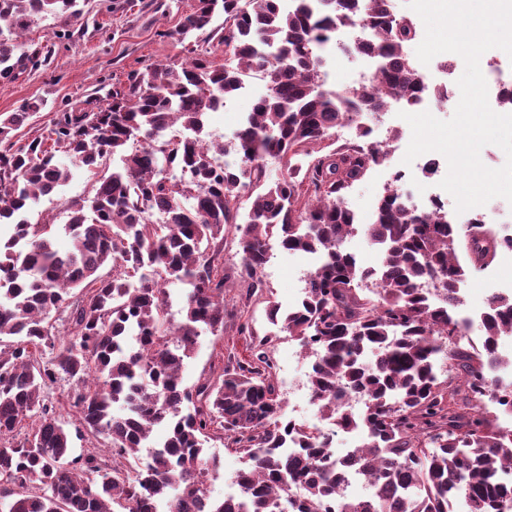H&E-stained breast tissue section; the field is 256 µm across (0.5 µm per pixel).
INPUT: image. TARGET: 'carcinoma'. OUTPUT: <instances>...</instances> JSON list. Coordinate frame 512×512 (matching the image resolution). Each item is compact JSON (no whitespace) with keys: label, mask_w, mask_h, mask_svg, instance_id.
Masks as SVG:
<instances>
[{"label":"carcinoma","mask_w":512,"mask_h":512,"mask_svg":"<svg viewBox=\"0 0 512 512\" xmlns=\"http://www.w3.org/2000/svg\"><path fill=\"white\" fill-rule=\"evenodd\" d=\"M79 2L0 0V79L34 62L20 42L32 22L78 19ZM220 17L221 67L205 50L135 71L20 145L44 100L0 114V512H154L164 497L167 512H450L457 500L466 512H508L512 431L490 407L512 401V382L489 369L501 362L500 337L512 336V295H493L476 321L459 294L467 273L493 263L498 232L417 213L386 191L364 227L380 266L363 269L343 248L357 230L344 195L387 157L357 118L417 102L405 53L414 23L388 0H296L288 11L281 0H195L177 41ZM341 28L361 33L352 51L372 57L376 73L324 90L322 53ZM248 76L267 91L234 136L231 171L219 163L224 144L202 133ZM351 123L357 141L319 148ZM177 124L181 137L167 138ZM269 157L283 165L274 180ZM75 170L91 191L68 208L73 247L61 253L52 225L28 214ZM229 227L241 232L247 299L262 288L271 239L321 258L301 305L270 300L267 318L312 353L321 419L361 435L354 454L336 457L330 434L284 420L268 337L251 343L250 359L183 385L200 336L224 330L216 244ZM426 279L438 296L420 288ZM170 282L188 286L179 323L167 313ZM471 329L477 347L463 342ZM64 379L59 406L49 395ZM159 425L166 434L145 459ZM216 433L245 458L234 475L241 495L222 502L206 489L217 462L203 442ZM290 434L301 443L293 454ZM75 436L105 447L74 456Z\"/></svg>","instance_id":"carcinoma-1"}]
</instances>
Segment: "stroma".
Wrapping results in <instances>:
<instances>
[{
	"instance_id": "obj_1",
	"label": "stroma",
	"mask_w": 512,
	"mask_h": 512,
	"mask_svg": "<svg viewBox=\"0 0 512 512\" xmlns=\"http://www.w3.org/2000/svg\"><path fill=\"white\" fill-rule=\"evenodd\" d=\"M193 4L194 0H86L80 19L64 21L48 16L37 21L23 32L21 41L29 49L43 51L44 57L38 68L11 81L0 80V113L16 111L32 98L44 99V108L23 130L25 136L33 137L46 131L55 112L80 105L89 97L124 84L130 73L187 59V48L174 39L173 33L191 12ZM264 91L262 80L249 79L231 105L208 113L209 135L231 142L234 132ZM403 109V104L394 103L384 113L362 117L374 130L373 140L385 145L388 157L345 194L347 205L358 219H372L390 173L402 165L411 139L409 124L399 116ZM90 186L87 174L78 171L61 192L34 204L31 221L56 224L52 241L58 249L70 246V238L63 229L68 204L87 197ZM302 260V254L284 251L278 242H271L270 260L262 275L263 294L253 296L244 304L238 288L227 289L224 332L218 336H201L195 354L184 363L185 385H193L200 377L212 373L220 357H244L251 337L267 335L271 338L274 378L284 408L301 406V423L318 425L317 408L310 399L309 389L295 392L288 388L292 379L306 380L309 363L300 359L298 342L277 331L266 317L267 300H275L284 308L301 300V293L294 287V271ZM492 282L500 283L502 290L512 289V254H498L486 270L470 275L464 282L462 292L471 313H478L483 307L486 286ZM243 322L250 323L252 335L239 333L238 326Z\"/></svg>"
}]
</instances>
